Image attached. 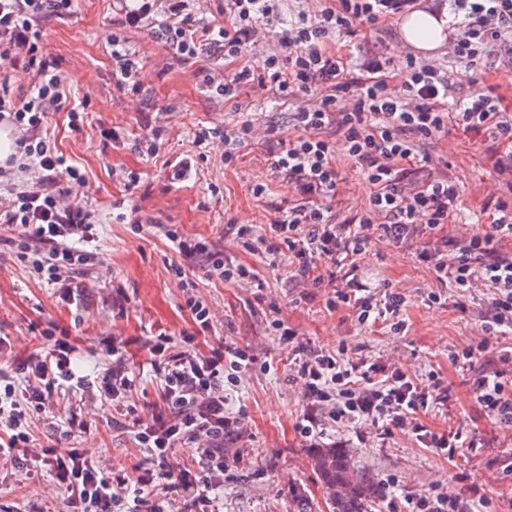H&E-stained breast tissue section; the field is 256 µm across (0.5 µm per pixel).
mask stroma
I'll return each instance as SVG.
<instances>
[{
    "mask_svg": "<svg viewBox=\"0 0 512 512\" xmlns=\"http://www.w3.org/2000/svg\"><path fill=\"white\" fill-rule=\"evenodd\" d=\"M120 7L119 0H78L74 13L49 19L42 28V39L71 86L67 108L56 114L49 127L50 144L83 172L80 196L99 219L97 255L88 267L96 289L83 306L75 308L61 303L51 288L23 266L6 263L0 267V334L12 337L16 348L23 350L38 342L33 327L52 324L69 330L79 348L77 365L85 374L104 363L103 340L128 339L130 363L141 372L131 402L142 416L150 414L159 396V381L143 339L161 332L178 338L187 332L195 334L194 346L203 352L220 341L249 348L255 363L241 373L227 401L229 411L243 413L245 433L225 444L223 512H292L288 494L292 484L302 485L320 503L326 494L309 463L310 445L295 429L300 388L291 379L288 350L270 326L273 318H280L311 348L331 350L343 344L352 356L391 358L422 380L437 375L452 388L455 400L449 408L423 413L424 424L436 434L459 428L483 443L477 452L451 460L399 431L371 434L362 448L354 447L351 428L327 433L326 444L347 449L355 474L368 475L382 487L383 495L371 512H387L389 503L403 504L407 497L436 485L464 499L480 491L502 512H512V475L501 467L502 460L512 454V433L472 405L473 374L451 360L452 352L484 339V296L459 309L452 290L440 286L413 249L373 242L357 258L359 273L371 287L404 295L406 329L394 334L359 325L349 309H330L326 288L288 283L261 256L238 247L224 231L227 222L261 227L269 218L265 204L253 197L252 185L267 183L277 199L287 193L269 171L264 143L242 148L229 167L224 164L223 143H214L207 161L182 183L168 181L169 167L193 151L200 128L229 126L243 115L258 129L271 128L276 137L287 138L294 133L289 108L256 97L235 104L204 91L196 75L199 68L214 67L216 78L221 79L235 71V64L216 67L215 57L207 54L188 63L179 61L158 37L161 17L129 30L118 23ZM114 35L125 39L128 51L142 61L137 95L122 93L114 85L110 43ZM73 107L93 113L96 126L71 130L68 111ZM147 115L162 128L156 158L107 143L100 134L104 128L140 137L150 134L152 126L143 122ZM505 151V146L494 145L488 137L453 129L427 145L429 168L447 172L460 186V214L466 224L478 222L488 194L507 196V178L490 161L491 153ZM131 172L141 176L134 190L127 187ZM142 212L176 225L181 234L215 242L225 257L254 269L256 280L242 288L207 276L196 262L183 260L166 238L138 228L136 220ZM176 263L190 269L197 283L192 292L215 310L218 320L211 331L196 334L185 307L192 292L170 270ZM116 288L128 299L121 317L112 313ZM432 292L442 294L441 303L428 302ZM487 342V351L477 359L481 366L498 346L497 339ZM95 419L98 431L88 448L103 466L129 468L144 460L133 435L111 426L110 406L97 408ZM1 505L25 512L64 510L61 499L36 492L7 467L0 469Z\"/></svg>",
    "mask_w": 512,
    "mask_h": 512,
    "instance_id": "35a3bbf8",
    "label": "stroma"
}]
</instances>
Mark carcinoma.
I'll list each match as a JSON object with an SVG mask.
<instances>
[{
    "label": "carcinoma",
    "instance_id": "obj_1",
    "mask_svg": "<svg viewBox=\"0 0 512 512\" xmlns=\"http://www.w3.org/2000/svg\"><path fill=\"white\" fill-rule=\"evenodd\" d=\"M314 468L326 489L332 512H371L380 488L365 476H357L342 448H315ZM293 512H319V506L298 484L290 487Z\"/></svg>",
    "mask_w": 512,
    "mask_h": 512
}]
</instances>
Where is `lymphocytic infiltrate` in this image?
I'll list each match as a JSON object with an SVG mask.
<instances>
[{
	"label": "lymphocytic infiltrate",
	"instance_id": "lymphocytic-infiltrate-1",
	"mask_svg": "<svg viewBox=\"0 0 512 512\" xmlns=\"http://www.w3.org/2000/svg\"><path fill=\"white\" fill-rule=\"evenodd\" d=\"M281 0H221L223 23L208 19L198 0H166L165 43L180 57L197 58L213 49L240 66L224 82L210 70L202 81L225 100L268 92L288 101L319 92L316 108L292 114L295 137L278 140L267 153L270 170L292 192L286 203H269L263 228L235 224L238 246L265 255L289 279L329 288L330 307L351 308L360 325L401 332L403 294L376 292L355 268L338 271L340 256L361 255L373 240L416 248L437 281L459 296L487 292L488 314L482 330L497 335L512 330V202L487 197L490 221L477 229L452 231L460 190L444 172L412 179L413 166L427 161L425 151L449 127L485 132L512 143V113L502 110L495 87L461 94L458 66L483 64L512 68V0H449V66L437 67L408 54L395 59L374 51L355 55L353 40L374 33L383 23L411 13L416 0H327L319 9L300 11L281 29L275 51L258 64L242 63L247 45L258 43ZM74 0H0V124L9 127L15 149L29 160L31 178L18 185L0 182V223L14 227L5 238L10 258L32 276L57 289L62 302L83 304L88 290L78 276L94 250L95 212L78 195L84 182L79 168L66 163L43 135L49 115L59 111L71 90L57 61L45 53L40 27L49 18L70 15ZM25 79L29 93L11 86ZM400 79L401 93L389 87ZM253 138L242 119L229 127L198 132L197 156L210 142H224V163L232 165L239 147ZM344 148L351 168L373 187L366 208L339 218L332 207L342 181L336 150ZM184 258L197 261L227 281L253 280V271L225 258L212 241L180 235L170 224L144 217ZM271 326L294 354V379L301 387L297 424L305 441L323 438L329 428L355 426L359 442L369 430H399L432 444L448 457L474 443L461 432L436 436L419 418L433 405H447L451 394L440 382L423 385L384 358H355L346 347L311 350L297 344L296 329L281 319ZM44 343L29 354L8 358L9 338L0 336V462L31 476L46 475L63 488L65 512H218L224 488V440L240 437L241 417L226 409L227 391L254 362L248 349L217 343L208 352L194 349L191 335L161 334L148 340L151 366L160 376V400L150 417L127 405L139 377L126 358V346L106 340L109 361L96 377L76 375L77 347L67 332L47 327ZM482 412L512 427V345L497 350L491 368L472 382ZM86 403H107L122 411L121 428L133 433L146 451L145 464L132 472L104 470L86 449L54 448L37 442L34 414L47 413L53 427L82 441L94 425L84 409L69 403L71 394ZM185 449L190 463L178 462ZM169 480L192 489L178 502L160 492Z\"/></svg>",
	"mask_w": 512,
	"mask_h": 512
}]
</instances>
